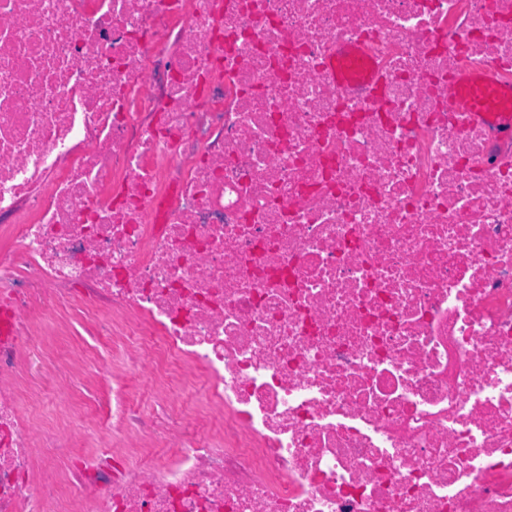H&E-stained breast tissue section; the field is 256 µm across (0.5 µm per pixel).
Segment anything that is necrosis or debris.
I'll return each instance as SVG.
<instances>
[{
    "mask_svg": "<svg viewBox=\"0 0 512 512\" xmlns=\"http://www.w3.org/2000/svg\"><path fill=\"white\" fill-rule=\"evenodd\" d=\"M501 105L512 0H0V512H512ZM68 330L72 335L81 334L82 336H71L69 333L62 331L63 327L53 321H44L42 322L43 329L47 332L49 336H44L46 338V347L45 352L43 353L47 360L49 358H57L59 360H65L68 356L69 350L72 346L81 344L80 338H85L90 343L92 339L88 336L82 327V325L75 319L70 318L68 322ZM46 360V364L48 361ZM45 364V366H46ZM44 366V369H45ZM43 369V371H44ZM95 398L102 401L112 398V377L106 383L89 386V393L85 390L76 391L70 405L57 399L45 400L39 408L37 418L45 424L64 425L76 411L80 416L84 414L89 419L96 420Z\"/></svg>",
    "mask_w": 512,
    "mask_h": 512,
    "instance_id": "obj_1",
    "label": "necrosis or debris"
}]
</instances>
